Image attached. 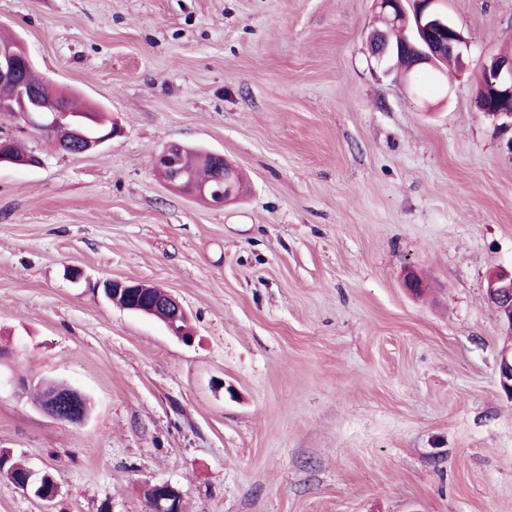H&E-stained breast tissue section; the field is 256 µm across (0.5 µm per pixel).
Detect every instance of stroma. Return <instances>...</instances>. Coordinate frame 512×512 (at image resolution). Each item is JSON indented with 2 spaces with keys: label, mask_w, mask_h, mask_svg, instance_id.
<instances>
[{
  "label": "stroma",
  "mask_w": 512,
  "mask_h": 512,
  "mask_svg": "<svg viewBox=\"0 0 512 512\" xmlns=\"http://www.w3.org/2000/svg\"><path fill=\"white\" fill-rule=\"evenodd\" d=\"M442 7L469 68L418 98L370 55L374 0H0V33L119 129L72 155L0 116L42 160L0 166V450L58 484L0 478V512H149L161 482L183 512H512L486 298L512 267V152L475 102L512 57V0ZM172 143L248 193L171 191ZM107 279L175 295L192 341ZM18 374L76 388L87 418H51Z\"/></svg>",
  "instance_id": "35a3bbf8"
}]
</instances>
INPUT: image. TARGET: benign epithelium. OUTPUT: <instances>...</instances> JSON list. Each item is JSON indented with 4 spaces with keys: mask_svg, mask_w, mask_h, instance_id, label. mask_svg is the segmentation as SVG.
<instances>
[{
    "mask_svg": "<svg viewBox=\"0 0 512 512\" xmlns=\"http://www.w3.org/2000/svg\"><path fill=\"white\" fill-rule=\"evenodd\" d=\"M441 0H377L379 7L389 6L397 10L404 20L414 19L416 23L417 45H409L414 58V65L435 66L436 59L442 51L458 59L460 71L468 68L464 51L468 41L454 24H448L443 35L435 32L438 26ZM371 57L377 64H383L384 57L389 53L387 35L381 30H374L368 36ZM31 65V59L22 44L0 42V84L12 86V93L7 97L0 96V114L18 116L33 129L50 131L61 143V147L76 148L80 153L100 149L117 133V128L103 127L96 135L88 136L71 119L67 108L65 94L52 88H28L21 84L19 76L22 70ZM479 91L485 95H496L500 104L491 108L481 107V111L499 121L497 131L502 136L512 133V58L496 56L492 63H486L477 78ZM507 148L512 152V136H508ZM184 147L179 144L166 146L157 156L158 164L170 172L167 185L188 196L203 200L214 207H222L224 203L238 195V186L234 184L236 171L232 169L219 154H211L210 164L213 177L210 181L199 183L181 167L180 157ZM105 292L112 297H124L128 301L125 309L149 314L143 307L137 306V295L147 288V284L130 280L109 279L101 282ZM156 300L164 307L167 318L164 323L167 329L183 341L190 339L191 333L185 327L187 315L182 304L173 295L161 288H155ZM487 296L499 312L505 335L510 344L506 345L502 355L499 380L500 385L512 396V271H494L488 278ZM44 397L41 409L50 417L69 423H81L88 415L77 392H62L53 381L42 383ZM149 512H181L182 495L169 483H156L147 487Z\"/></svg>",
    "mask_w": 512,
    "mask_h": 512,
    "instance_id": "7a95c632",
    "label": "benign epithelium"
}]
</instances>
